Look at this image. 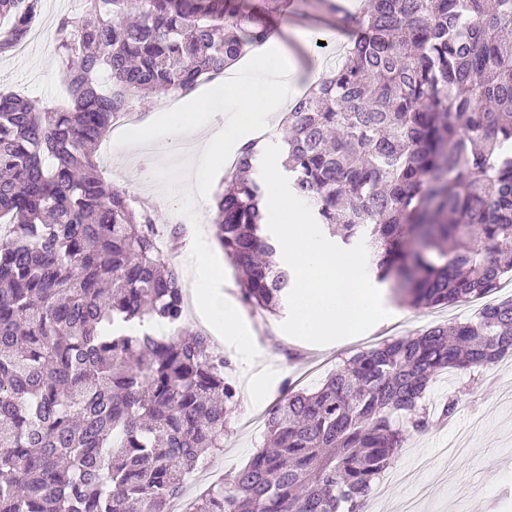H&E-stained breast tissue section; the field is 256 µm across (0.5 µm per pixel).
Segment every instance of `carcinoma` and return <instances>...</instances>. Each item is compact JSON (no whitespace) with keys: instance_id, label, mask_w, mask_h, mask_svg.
I'll return each mask as SVG.
<instances>
[{"instance_id":"carcinoma-1","label":"carcinoma","mask_w":512,"mask_h":512,"mask_svg":"<svg viewBox=\"0 0 512 512\" xmlns=\"http://www.w3.org/2000/svg\"><path fill=\"white\" fill-rule=\"evenodd\" d=\"M57 22L63 107L0 91V512H170L224 447L230 359L184 319L155 211L109 189L95 148L135 98L192 93L271 34L266 0H81ZM41 0H0V56ZM354 46L288 113L291 191L416 307L486 297L512 273V0H367ZM111 84L102 88L100 70ZM262 153L244 144L215 238L241 302L276 314L292 288L264 224ZM512 354V301L351 357L313 392L286 386L257 450L194 512H360L443 371Z\"/></svg>"}]
</instances>
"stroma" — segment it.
<instances>
[{
  "instance_id": "obj_1",
  "label": "stroma",
  "mask_w": 512,
  "mask_h": 512,
  "mask_svg": "<svg viewBox=\"0 0 512 512\" xmlns=\"http://www.w3.org/2000/svg\"><path fill=\"white\" fill-rule=\"evenodd\" d=\"M80 0H43L42 15L26 45L15 54L0 57V90L26 94L37 106L63 103L61 69L57 54L56 25L61 15L76 12ZM293 21H280V33L321 32L344 27L342 15L318 11L297 0ZM172 149L161 140L132 152L111 147V168L106 181L124 189L139 202L152 206L158 229L170 223L174 201L153 178L137 182L140 170L152 171L166 161ZM394 326L370 329L355 338L317 346L282 332L285 313L259 318L242 309L259 356L245 368L231 346L223 351L232 364L238 402L224 431V449L210 456L205 467L185 486V499L202 494L225 474L240 468L266 439L263 418L281 397L286 381L312 389L355 354L384 342L423 332L429 327L474 318L478 307L466 302L414 310L397 305ZM512 356L485 370L481 380L469 374L441 373L433 379L426 399L438 403L448 391L461 388L463 411L445 424L410 433L402 451L375 485L365 512H403L414 504L417 512H512ZM264 393L255 398L252 387Z\"/></svg>"
}]
</instances>
